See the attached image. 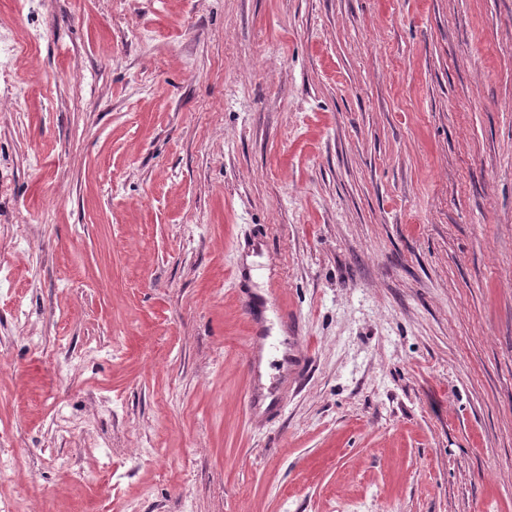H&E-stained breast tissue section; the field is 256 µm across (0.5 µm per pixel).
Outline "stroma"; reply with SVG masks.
<instances>
[{
	"mask_svg": "<svg viewBox=\"0 0 512 512\" xmlns=\"http://www.w3.org/2000/svg\"><path fill=\"white\" fill-rule=\"evenodd\" d=\"M0 35V500L512 512V0H0Z\"/></svg>",
	"mask_w": 512,
	"mask_h": 512,
	"instance_id": "obj_1",
	"label": "stroma"
}]
</instances>
